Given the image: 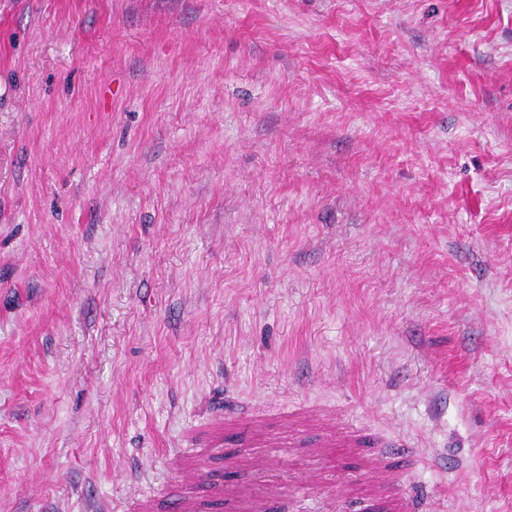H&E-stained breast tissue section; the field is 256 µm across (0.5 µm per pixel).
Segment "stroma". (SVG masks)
<instances>
[{
	"label": "stroma",
	"mask_w": 512,
	"mask_h": 512,
	"mask_svg": "<svg viewBox=\"0 0 512 512\" xmlns=\"http://www.w3.org/2000/svg\"><path fill=\"white\" fill-rule=\"evenodd\" d=\"M512 512V0H0V512ZM298 414L303 417L315 419L317 421H321L325 424L327 431L329 432V439H327L323 446L325 448H332L336 444V439L334 440L333 436L336 435L334 430L336 425V412L333 410H327L323 408H318L314 405H302L297 408ZM257 417V413L250 407L241 406L232 411L224 410V420L233 421L242 437L253 434L252 424ZM365 477L381 491H393L397 484L396 478L382 461L374 464L365 473ZM205 475L198 470L183 471L175 465V478L184 489V494L173 503L176 512H208L207 505L193 496H189V490L197 482L204 479Z\"/></svg>",
	"instance_id": "1"
}]
</instances>
